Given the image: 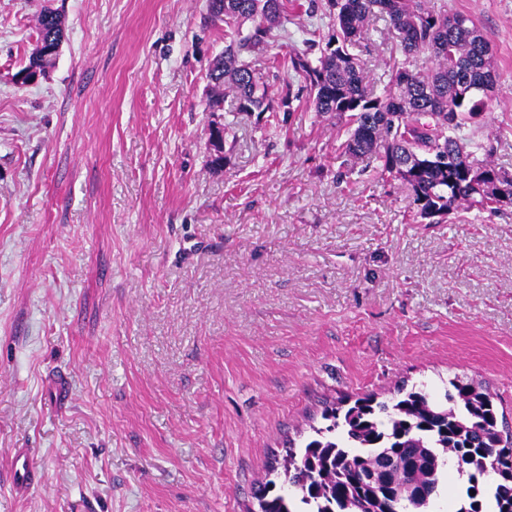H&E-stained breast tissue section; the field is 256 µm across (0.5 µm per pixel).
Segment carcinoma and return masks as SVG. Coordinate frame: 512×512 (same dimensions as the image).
Masks as SVG:
<instances>
[{"instance_id":"cac0c4a2","label":"carcinoma","mask_w":512,"mask_h":512,"mask_svg":"<svg viewBox=\"0 0 512 512\" xmlns=\"http://www.w3.org/2000/svg\"><path fill=\"white\" fill-rule=\"evenodd\" d=\"M319 12L329 17L328 30L274 59L287 65L289 80L270 95L251 58L276 46L288 18ZM377 14L397 39L383 97L366 90L355 53ZM220 22L232 40L209 69V111H221L231 93L241 112L289 114L303 101L319 117L336 116L343 121L342 154L372 156L380 174L404 182L414 224L512 209V174L478 160L466 135L490 110L494 98L484 83L497 74L491 40L471 16L450 15L428 0H207L204 23ZM64 30L63 10L40 12L37 48L16 73L18 82L44 73L55 55L43 49L59 48ZM422 54L431 66L413 69ZM449 385L442 400L415 386L387 401L365 394L325 404L328 425L303 444L288 441L284 462L267 465L255 491L258 512H431L450 459L467 480L451 512H485L490 496L495 512H512V432L496 395L464 377Z\"/></svg>"}]
</instances>
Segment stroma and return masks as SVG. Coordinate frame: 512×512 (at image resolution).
I'll return each instance as SVG.
<instances>
[{"mask_svg":"<svg viewBox=\"0 0 512 512\" xmlns=\"http://www.w3.org/2000/svg\"><path fill=\"white\" fill-rule=\"evenodd\" d=\"M46 1L0 0V512H255L324 402L457 374L512 422V212L414 224L333 120L208 111L206 0H50L66 36L19 85ZM433 2L491 39L471 131L512 172V0ZM394 43L372 18L375 94ZM16 448L42 473L22 495Z\"/></svg>","mask_w":512,"mask_h":512,"instance_id":"35a3bbf8","label":"stroma"}]
</instances>
